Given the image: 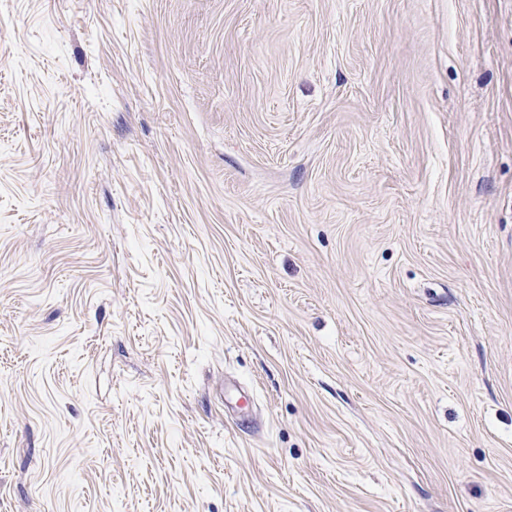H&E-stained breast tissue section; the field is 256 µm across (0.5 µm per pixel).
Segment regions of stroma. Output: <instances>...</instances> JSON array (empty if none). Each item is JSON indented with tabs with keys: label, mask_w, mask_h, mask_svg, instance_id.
<instances>
[{
	"label": "stroma",
	"mask_w": 512,
	"mask_h": 512,
	"mask_svg": "<svg viewBox=\"0 0 512 512\" xmlns=\"http://www.w3.org/2000/svg\"><path fill=\"white\" fill-rule=\"evenodd\" d=\"M0 512H512V0H0Z\"/></svg>",
	"instance_id": "stroma-1"
}]
</instances>
